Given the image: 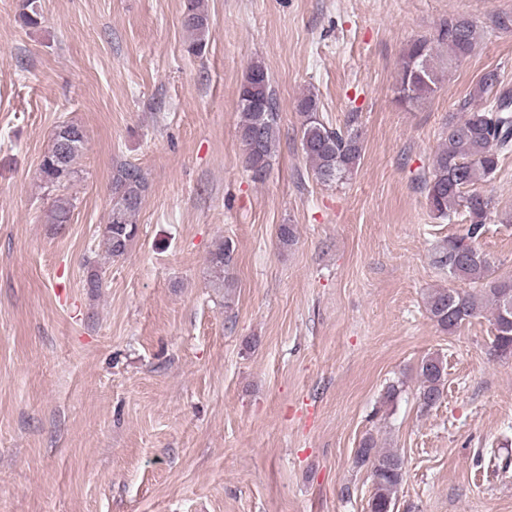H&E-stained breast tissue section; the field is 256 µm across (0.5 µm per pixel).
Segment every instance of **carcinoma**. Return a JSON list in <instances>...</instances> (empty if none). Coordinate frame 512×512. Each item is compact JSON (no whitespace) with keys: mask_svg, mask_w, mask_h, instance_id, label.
I'll list each match as a JSON object with an SVG mask.
<instances>
[{"mask_svg":"<svg viewBox=\"0 0 512 512\" xmlns=\"http://www.w3.org/2000/svg\"><path fill=\"white\" fill-rule=\"evenodd\" d=\"M20 18L29 28L41 24L38 0H23ZM211 19L205 0H187L183 26L191 34L189 51L201 55L207 47ZM481 39L477 23L461 15L442 20L431 37L412 42L403 53L396 93L398 101L414 107L430 97L439 82L434 63L438 48L447 51L446 67L469 57ZM472 97L482 106L460 117H449L441 131V143L421 180L430 213L437 219L451 221L461 217L464 233L444 240L436 251V265L451 277L473 285L469 290L438 288L426 299V311L437 326L448 334L482 315L492 307L491 348L499 357L512 356V276L494 275L490 263L478 248V240L491 220L512 223V212H496L492 199L473 190L479 181H489L498 174L501 161L512 154V84L495 70L483 74ZM241 114V140L247 168L253 178L266 177L275 153L280 116L275 90L267 69L254 63L241 83L238 94ZM303 118L301 148L314 175L325 184L342 183L358 166L363 140L358 114L349 113L344 127L333 128L320 116L317 95L307 93L297 101ZM86 144L84 129L70 121L56 125L50 148L42 155L39 172L42 180L61 188L76 173L75 164ZM149 184L141 170L120 164L110 186L111 208L102 227V241L113 258L124 256L137 236L138 214ZM74 205L60 194L52 202L49 223L67 224ZM232 259L228 243H221L210 253L209 267L215 284L224 285V267ZM418 402L421 410L435 407L443 397L446 369L443 360L432 355L417 369ZM355 463L367 467L373 487L369 512H394L396 494L403 482L404 459L395 451L380 450L374 437H364L355 455Z\"/></svg>","mask_w":512,"mask_h":512,"instance_id":"1","label":"carcinoma"}]
</instances>
